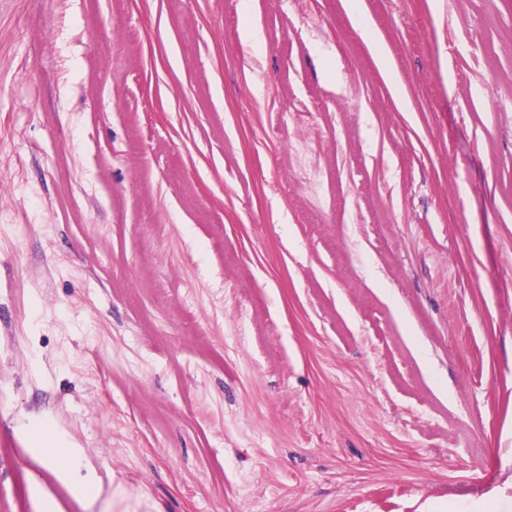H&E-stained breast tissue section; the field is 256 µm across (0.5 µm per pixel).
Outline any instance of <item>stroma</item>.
<instances>
[{
	"instance_id": "35a3bbf8",
	"label": "stroma",
	"mask_w": 512,
	"mask_h": 512,
	"mask_svg": "<svg viewBox=\"0 0 512 512\" xmlns=\"http://www.w3.org/2000/svg\"><path fill=\"white\" fill-rule=\"evenodd\" d=\"M359 2L0 0V512H512V0ZM31 448L45 460L57 465V476L60 481L69 483L73 465L81 459L80 448Z\"/></svg>"
}]
</instances>
